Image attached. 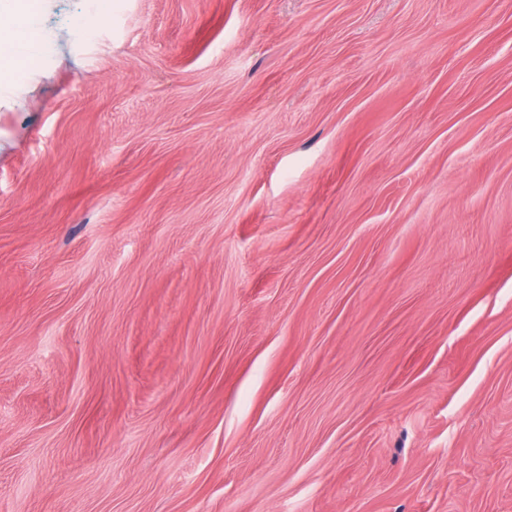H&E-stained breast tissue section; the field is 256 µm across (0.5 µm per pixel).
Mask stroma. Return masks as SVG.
Returning a JSON list of instances; mask_svg holds the SVG:
<instances>
[{"instance_id": "35a3bbf8", "label": "stroma", "mask_w": 512, "mask_h": 512, "mask_svg": "<svg viewBox=\"0 0 512 512\" xmlns=\"http://www.w3.org/2000/svg\"><path fill=\"white\" fill-rule=\"evenodd\" d=\"M41 22L0 512H512V0Z\"/></svg>"}]
</instances>
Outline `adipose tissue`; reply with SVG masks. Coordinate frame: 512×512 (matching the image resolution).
I'll list each match as a JSON object with an SVG mask.
<instances>
[{
    "instance_id": "adipose-tissue-1",
    "label": "adipose tissue",
    "mask_w": 512,
    "mask_h": 512,
    "mask_svg": "<svg viewBox=\"0 0 512 512\" xmlns=\"http://www.w3.org/2000/svg\"><path fill=\"white\" fill-rule=\"evenodd\" d=\"M46 43L39 0H0L1 69L36 68Z\"/></svg>"
}]
</instances>
